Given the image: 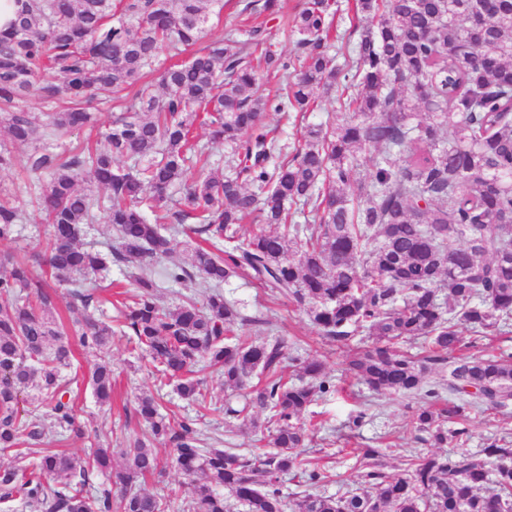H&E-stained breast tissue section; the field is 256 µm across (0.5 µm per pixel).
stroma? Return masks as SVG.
Wrapping results in <instances>:
<instances>
[{
	"instance_id": "obj_1",
	"label": "stroma",
	"mask_w": 512,
	"mask_h": 512,
	"mask_svg": "<svg viewBox=\"0 0 512 512\" xmlns=\"http://www.w3.org/2000/svg\"><path fill=\"white\" fill-rule=\"evenodd\" d=\"M302 0H276L274 10L262 13L260 18L273 51L282 56L296 55L297 49L289 39L286 22L300 9ZM342 111L335 95H321L310 112H292L282 115L266 113L263 123L284 146L293 152L298 132L303 124L323 123L340 119ZM26 148L14 151L13 167L0 170V191L16 196L25 219L17 227L15 239L0 242V254L18 259H27L42 253L50 234L48 224L42 220L33 206L34 190L25 180L24 163ZM154 279L159 289L157 302L168 308L189 297L197 296L202 289L200 278L187 279L179 283L166 281L159 269L139 270L115 263L109 272L88 275L86 284L96 287L101 307L106 314H113V293L116 287L132 291L136 276ZM229 301L245 316V323L233 324L235 334L250 341H259L268 336H284L288 339L287 358L314 356L323 360L325 372L335 383V392L318 398L304 414L303 422L309 436L303 455L313 469L330 475L331 480L321 488L322 493L340 495L348 491H361L363 485L358 477L354 446L382 448L386 451L383 470L387 475L403 473L410 452H430L428 443L416 440L411 434L410 418L418 403L415 399L401 395H378L358 383L346 371V358L355 347L366 345L367 339L355 335L345 341H329L322 337L303 309L290 299L272 297L269 290L261 288L246 274L231 277L220 287ZM460 335L467 354L487 356L500 352L512 353V317L502 325L500 331L488 336L472 333L469 327L460 326ZM74 347V365L64 373L77 416L86 432L85 437L60 429L46 409L35 408L30 413L43 428L47 440L59 448L73 453H82L89 447L90 436H97L101 446L114 450V465H121L120 448L129 440L148 434L149 429L134 413L136 399L147 393L158 398L171 420L183 417L197 419L206 445L224 448L250 457L265 451L269 440L267 431L244 426L241 420L225 415V406L242 408L246 403L244 392L223 390L219 375L210 368H200L199 378L204 387L214 393L207 409L181 399L172 385L161 383L154 370L149 369L147 354L136 348L134 342L121 332L112 336L110 356L114 370V391L110 403L99 404L88 384V373L96 358L79 345L77 336H70ZM361 416L359 427H352L354 416ZM470 436L466 441L449 440V450L462 447L471 454H479L487 442L501 437L512 440V408L504 412L473 410L467 421ZM154 448L165 464L162 477L147 480L144 488L157 496H172L168 512H184L182 500L188 495L187 479L172 462L173 450L166 440L155 441Z\"/></svg>"
}]
</instances>
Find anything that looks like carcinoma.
Wrapping results in <instances>:
<instances>
[{
    "label": "carcinoma",
    "mask_w": 512,
    "mask_h": 512,
    "mask_svg": "<svg viewBox=\"0 0 512 512\" xmlns=\"http://www.w3.org/2000/svg\"><path fill=\"white\" fill-rule=\"evenodd\" d=\"M16 18L0 30V170L14 165V146H32L26 177L52 228L35 279L28 261L6 257L0 274V451L15 458L41 445L30 466H0V500L20 499L39 512H168L170 501L140 482L159 475L158 454L140 438L112 469V449L81 457L50 447L39 424L22 419L20 403L45 407L56 423L85 437L61 383L72 352L56 310L57 288L70 289L80 345L100 355L90 384L97 402L112 398L106 354L112 321L90 307L94 290L75 275L112 262L143 268L170 252L165 225L193 221L184 261L165 268L179 283L199 275L204 289L173 308L156 303L157 284L136 280L118 312L155 371L201 406L209 392L196 377L200 359L224 388L258 379L251 403L275 426L271 450L250 459L201 448L192 419L174 426L151 395L135 413L155 438L174 445V462L191 478L187 512H227L229 492L247 512H512V448L492 442L483 457L409 455L405 474L380 468L377 448L359 449L366 489L323 496L329 476L306 468L302 418L318 395L333 391L321 361L306 358L285 375L284 336L258 343L235 335L238 312L218 287L246 271L274 296L304 307L323 336L358 332L371 343L354 350L348 371L378 394L415 398L411 424L419 440L439 447L469 435L474 408L512 406V356L462 353L458 325L479 335L512 313V0H356L378 24L354 49L330 52L329 0H305L290 36L301 54L266 48L253 59L230 33L204 45L209 17L222 0H119L125 20L112 23V0H18ZM186 62L164 70L154 94L138 86L159 54ZM280 77L278 96L264 94L258 70ZM338 92L346 116L333 126L307 124L302 143L284 157L264 129L266 112L314 108L317 88ZM39 95L52 108L37 115L23 99ZM120 107L99 131L101 148L54 143L96 127L91 103ZM238 156L234 173L210 171V154L193 135L195 122ZM373 154L367 180L353 178L361 154ZM105 190L78 189L84 179ZM191 182L185 207L168 206L170 190ZM310 208L313 223L294 221ZM276 230L238 236L251 215ZM22 210L0 199V241L10 240ZM89 224H109L120 249L102 254L79 244ZM421 341L412 354L404 342ZM437 370L446 386L424 384ZM459 427L448 429V423ZM299 471L305 490L289 503L282 476ZM112 486L90 494L95 473Z\"/></svg>",
    "instance_id": "1"
}]
</instances>
